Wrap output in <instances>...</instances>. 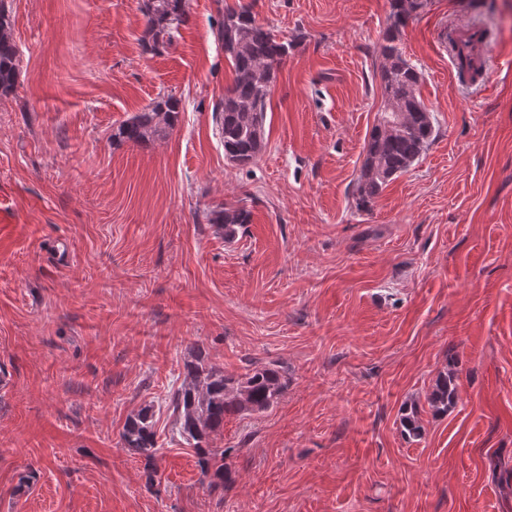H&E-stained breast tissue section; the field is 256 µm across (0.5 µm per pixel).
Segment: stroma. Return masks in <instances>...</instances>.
<instances>
[{"instance_id": "obj_1", "label": "stroma", "mask_w": 512, "mask_h": 512, "mask_svg": "<svg viewBox=\"0 0 512 512\" xmlns=\"http://www.w3.org/2000/svg\"><path fill=\"white\" fill-rule=\"evenodd\" d=\"M239 3L187 0L156 54L142 0H0L20 59L0 95V512H512V0H427L402 28L436 135L368 211L389 0H251L295 46L243 168L214 120ZM471 26L484 81L449 52ZM164 94L175 129L114 145ZM219 204L251 212L233 238L206 221ZM193 345L230 376H288L273 408L225 419L218 489L169 406ZM148 403L152 486L119 443ZM457 397L456 377L453 372L441 373L430 397V404L437 412L445 413Z\"/></svg>"}]
</instances>
